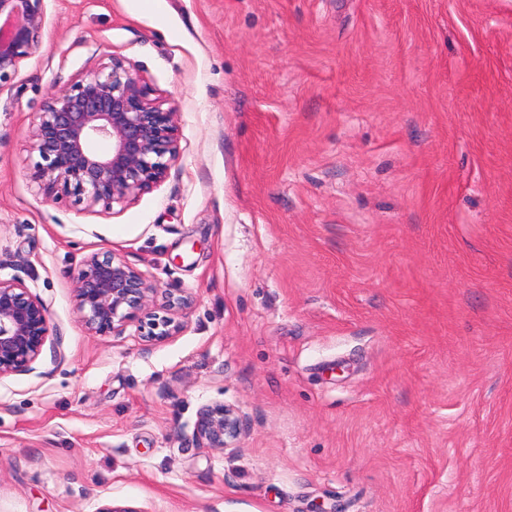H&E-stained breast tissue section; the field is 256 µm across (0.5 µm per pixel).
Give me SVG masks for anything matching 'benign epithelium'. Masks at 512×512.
<instances>
[{"instance_id":"7a95c632","label":"benign epithelium","mask_w":512,"mask_h":512,"mask_svg":"<svg viewBox=\"0 0 512 512\" xmlns=\"http://www.w3.org/2000/svg\"><path fill=\"white\" fill-rule=\"evenodd\" d=\"M46 0H0V87L19 72L39 47L46 26ZM37 160L30 180L49 201L108 212L156 188L178 157L176 110L152 96V89L127 60L84 70L51 94L30 134ZM76 306L85 329L122 335L140 320V332L161 342L178 328L174 313L190 307L181 297L172 315L148 308L157 285L111 255L85 257L73 275ZM54 328L42 299L18 278L0 279V379L31 372ZM240 433L236 408L216 403L202 409L197 437L208 448L224 449Z\"/></svg>"}]
</instances>
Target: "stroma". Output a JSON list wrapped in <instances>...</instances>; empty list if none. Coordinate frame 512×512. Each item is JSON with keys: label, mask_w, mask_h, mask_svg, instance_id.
Returning a JSON list of instances; mask_svg holds the SVG:
<instances>
[{"label": "stroma", "mask_w": 512, "mask_h": 512, "mask_svg": "<svg viewBox=\"0 0 512 512\" xmlns=\"http://www.w3.org/2000/svg\"><path fill=\"white\" fill-rule=\"evenodd\" d=\"M113 55L179 156L52 203L31 127ZM93 253L181 329L86 333ZM0 278L59 340L0 379V512H512V0H46L0 88ZM216 402L234 447L196 436ZM239 433V412L232 406L215 403L203 408L198 416L196 434L208 448H229Z\"/></svg>", "instance_id": "stroma-1"}]
</instances>
